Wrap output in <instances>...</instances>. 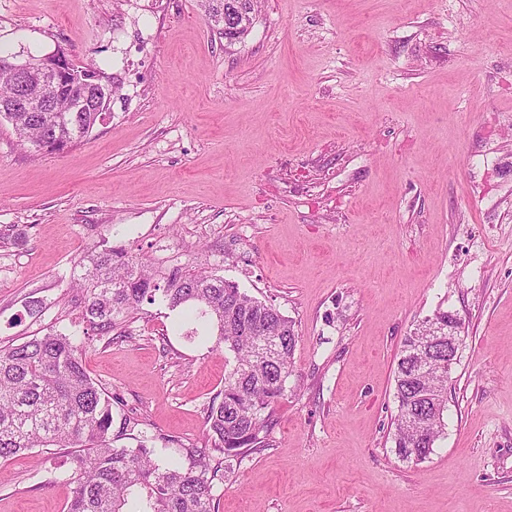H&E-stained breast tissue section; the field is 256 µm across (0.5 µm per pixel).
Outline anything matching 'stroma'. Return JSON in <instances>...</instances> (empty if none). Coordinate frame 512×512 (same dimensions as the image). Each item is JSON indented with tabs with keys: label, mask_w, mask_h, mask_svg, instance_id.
I'll return each mask as SVG.
<instances>
[{
	"label": "stroma",
	"mask_w": 512,
	"mask_h": 512,
	"mask_svg": "<svg viewBox=\"0 0 512 512\" xmlns=\"http://www.w3.org/2000/svg\"><path fill=\"white\" fill-rule=\"evenodd\" d=\"M208 2L0 0L1 47L118 85L65 155L0 123V346L82 331L62 278L100 240L195 255L299 334L272 444L215 512H512V0H258L230 46ZM440 311L464 342L415 465L393 451L394 368ZM84 360L135 435L205 447L224 349L147 305ZM68 474L14 457L0 512H67Z\"/></svg>",
	"instance_id": "1"
}]
</instances>
